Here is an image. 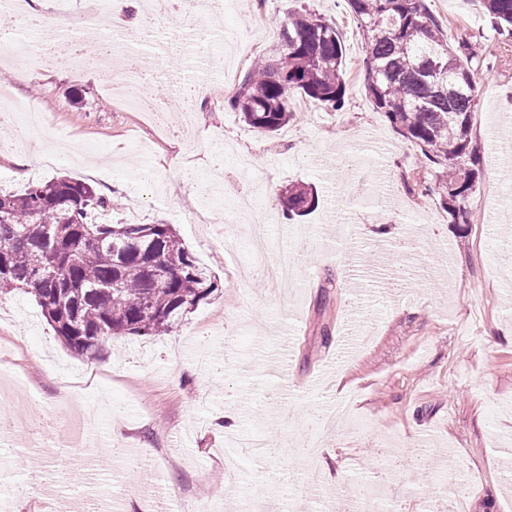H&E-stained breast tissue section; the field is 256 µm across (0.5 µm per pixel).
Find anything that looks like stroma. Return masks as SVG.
I'll use <instances>...</instances> for the list:
<instances>
[{"mask_svg":"<svg viewBox=\"0 0 512 512\" xmlns=\"http://www.w3.org/2000/svg\"><path fill=\"white\" fill-rule=\"evenodd\" d=\"M452 41L479 40L478 106L471 138L478 148L471 221L452 223L439 193L412 186L425 177L421 150L404 139L366 94L359 26L346 0H262L224 11L216 54L231 50L255 24L267 32L258 54L281 39L279 19L309 9L328 21L345 47L346 95L332 111L296 98V117L271 136L249 128L220 85L198 100L187 129H157L140 112H122L88 70L46 68L17 75L7 90L21 107L49 119L39 142L50 167H28L14 123L0 124V189L68 176L104 196L112 220L174 225L219 289L177 331L118 337L100 354L107 368L70 352L32 295L0 296V357L9 360L0 416L17 430L0 443V474L58 470L61 456L31 458L29 441L58 442L80 416L58 411L60 377L94 375L80 391L96 430L113 446L101 475L116 482L131 512H152L139 470L127 457L153 448L154 473L185 512H235L260 494L268 508L346 512L352 495L379 489L402 512L426 499L447 507L449 491L468 497V512H512V306L501 298L499 268L512 266V166L495 163L512 144V44H501L481 0H425ZM200 18L173 10L146 43L166 55L154 86L174 97L186 70L189 29ZM248 156L254 192L242 189L225 152ZM312 184L309 215L288 221L278 204L286 186ZM245 211L270 224L264 249L275 257L289 240L317 237L291 285L271 291L263 276L237 282L251 254L249 227L229 221ZM352 230L341 234L342 227ZM366 324L369 344L346 336ZM347 415L323 426L318 412L344 397ZM229 430L214 426L219 415ZM262 432L265 457L239 449L225 479V443Z\"/></svg>","mask_w":512,"mask_h":512,"instance_id":"stroma-1","label":"stroma"}]
</instances>
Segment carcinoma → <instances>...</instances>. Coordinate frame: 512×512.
<instances>
[{
  "instance_id": "carcinoma-1",
  "label": "carcinoma",
  "mask_w": 512,
  "mask_h": 512,
  "mask_svg": "<svg viewBox=\"0 0 512 512\" xmlns=\"http://www.w3.org/2000/svg\"><path fill=\"white\" fill-rule=\"evenodd\" d=\"M365 52L366 92L406 140L419 146L424 168L442 181L441 201L467 224L477 147L470 137L477 108L476 43L454 45L423 0H347ZM492 29L512 39V0H482ZM343 45L336 29L303 10L282 24L276 59L248 70L231 109L261 135L295 118L304 95L334 111L345 103ZM309 186L280 194L288 218L311 211ZM109 207L92 186L60 176L0 192V294L34 295L56 336L73 352L97 357L114 337L158 336L219 290L171 224H93Z\"/></svg>"
}]
</instances>
